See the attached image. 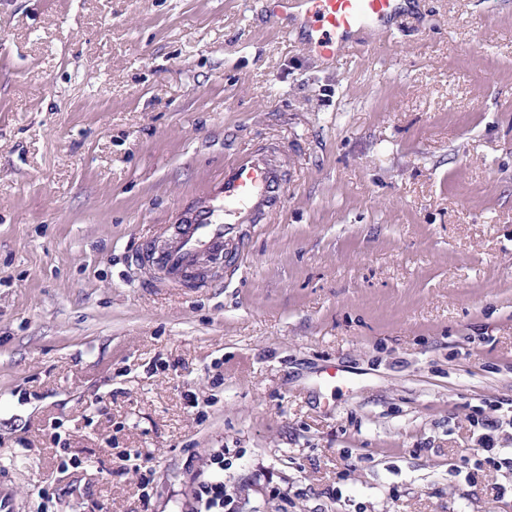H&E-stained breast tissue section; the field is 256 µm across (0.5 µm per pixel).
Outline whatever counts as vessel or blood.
<instances>
[{
  "label": "vessel or blood",
  "instance_id": "obj_1",
  "mask_svg": "<svg viewBox=\"0 0 512 512\" xmlns=\"http://www.w3.org/2000/svg\"><path fill=\"white\" fill-rule=\"evenodd\" d=\"M415 7V0H262L265 15L327 66L343 52L370 47ZM285 192L283 167L267 152L248 151L226 164L165 246H151L160 273L156 287H185V274L203 259L222 260L225 248L239 242L241 225L268 223L282 209Z\"/></svg>",
  "mask_w": 512,
  "mask_h": 512
}]
</instances>
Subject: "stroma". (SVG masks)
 <instances>
[{
    "mask_svg": "<svg viewBox=\"0 0 512 512\" xmlns=\"http://www.w3.org/2000/svg\"><path fill=\"white\" fill-rule=\"evenodd\" d=\"M270 145L282 213L154 287ZM218 450L224 512H512V4L328 67L259 0H0V490L173 512Z\"/></svg>",
    "mask_w": 512,
    "mask_h": 512,
    "instance_id": "stroma-1",
    "label": "stroma"
}]
</instances>
